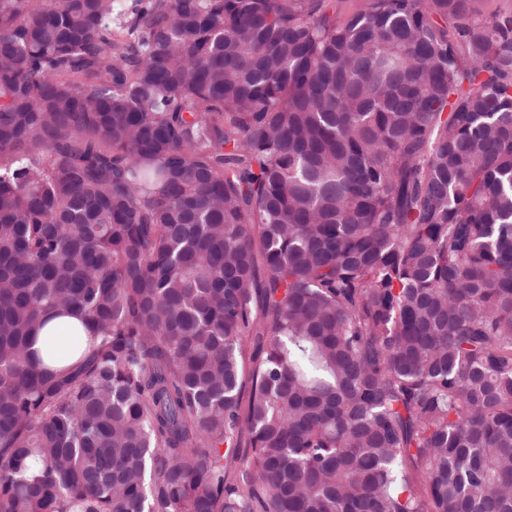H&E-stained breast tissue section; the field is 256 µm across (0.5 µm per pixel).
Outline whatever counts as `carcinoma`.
<instances>
[{
    "label": "carcinoma",
    "mask_w": 512,
    "mask_h": 512,
    "mask_svg": "<svg viewBox=\"0 0 512 512\" xmlns=\"http://www.w3.org/2000/svg\"><path fill=\"white\" fill-rule=\"evenodd\" d=\"M0 512H512V11L0 0Z\"/></svg>",
    "instance_id": "obj_1"
}]
</instances>
